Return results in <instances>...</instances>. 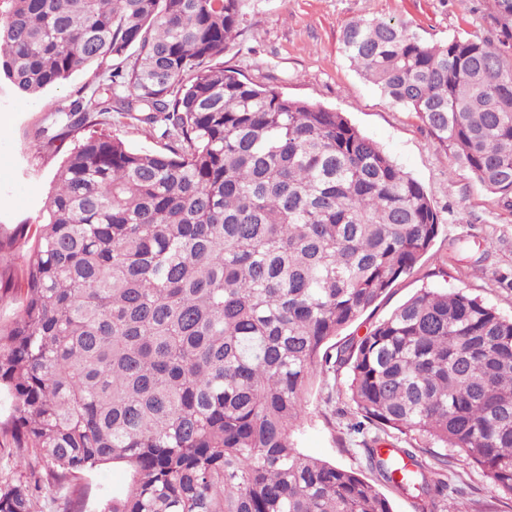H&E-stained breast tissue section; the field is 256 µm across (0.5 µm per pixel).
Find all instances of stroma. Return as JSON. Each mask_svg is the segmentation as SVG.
<instances>
[{
    "instance_id": "1",
    "label": "stroma",
    "mask_w": 512,
    "mask_h": 512,
    "mask_svg": "<svg viewBox=\"0 0 512 512\" xmlns=\"http://www.w3.org/2000/svg\"><path fill=\"white\" fill-rule=\"evenodd\" d=\"M372 17L405 22L431 42L495 35L487 0H251L244 31L224 56L226 65L254 82L342 113L423 186L441 216L429 253L339 338L364 336L424 287L463 291L510 317L512 288L499 279L512 277V206L440 148L417 112L393 104L351 66L343 29L351 20ZM97 74V66L87 67L37 99L0 88V224H38L42 201L74 142L44 150L36 132L48 110L68 108ZM348 385L344 369L330 386L312 385L297 445L365 477L361 451L341 444L352 413ZM448 460L455 495L446 512H512V497L496 490L479 467L453 451ZM128 480L124 468L104 466L80 480L78 498L86 512H95L102 488L119 489Z\"/></svg>"
}]
</instances>
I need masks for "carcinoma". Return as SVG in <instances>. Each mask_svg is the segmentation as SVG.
I'll return each mask as SVG.
<instances>
[{"instance_id":"1","label":"carcinoma","mask_w":512,"mask_h":512,"mask_svg":"<svg viewBox=\"0 0 512 512\" xmlns=\"http://www.w3.org/2000/svg\"><path fill=\"white\" fill-rule=\"evenodd\" d=\"M0 81L32 98L115 61L37 138L78 144L36 236L0 224V393L12 470L0 512L71 502L73 480L130 471L98 512H392L386 484L443 512L454 448L512 496V318L423 288L332 340L439 234L423 187L341 113L224 65L249 0H6ZM498 41L432 43L406 23L344 29L351 65L512 202V0ZM117 112L161 132L134 151L85 130ZM25 251L15 269V256ZM348 368L369 481L300 452L311 383ZM421 442L399 447L393 431Z\"/></svg>"}]
</instances>
